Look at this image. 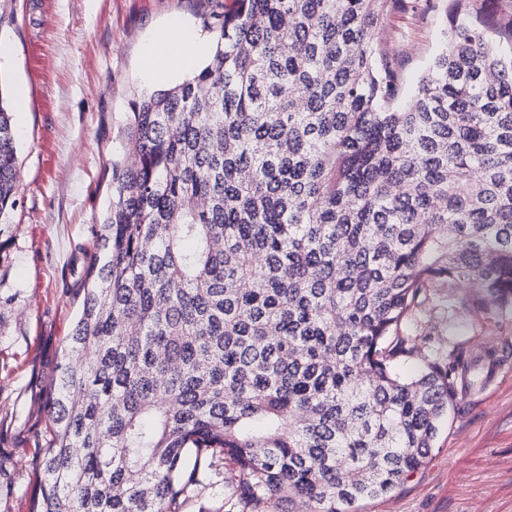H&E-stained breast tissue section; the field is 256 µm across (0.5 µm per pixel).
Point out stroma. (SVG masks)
Instances as JSON below:
<instances>
[{
	"label": "stroma",
	"instance_id": "obj_1",
	"mask_svg": "<svg viewBox=\"0 0 512 512\" xmlns=\"http://www.w3.org/2000/svg\"><path fill=\"white\" fill-rule=\"evenodd\" d=\"M0 88L12 106L17 199L0 224V512H34L46 401L81 306L82 252L112 193L111 162L143 53L162 29H199L194 0H0ZM443 21L399 0L379 32L405 84L420 76ZM464 285L433 283L406 331L421 371L433 351L468 364L424 465L390 495L350 512H512V309L471 310ZM229 470L207 476L183 512H244Z\"/></svg>",
	"mask_w": 512,
	"mask_h": 512
}]
</instances>
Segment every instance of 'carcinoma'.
<instances>
[{"label": "carcinoma", "mask_w": 512, "mask_h": 512, "mask_svg": "<svg viewBox=\"0 0 512 512\" xmlns=\"http://www.w3.org/2000/svg\"><path fill=\"white\" fill-rule=\"evenodd\" d=\"M397 0H203L191 77L134 94L47 403L36 512H182L201 465L347 512L426 461L457 361L405 376L434 281L512 308V0L448 21L406 88ZM0 94V224L16 206Z\"/></svg>", "instance_id": "obj_1"}]
</instances>
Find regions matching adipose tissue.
Returning <instances> with one entry per match:
<instances>
[{
    "label": "adipose tissue",
    "instance_id": "ef3b65f1",
    "mask_svg": "<svg viewBox=\"0 0 512 512\" xmlns=\"http://www.w3.org/2000/svg\"><path fill=\"white\" fill-rule=\"evenodd\" d=\"M203 51L204 44L198 37L180 27H169L159 42L148 47L145 74L151 78L173 71L191 74Z\"/></svg>",
    "mask_w": 512,
    "mask_h": 512
}]
</instances>
